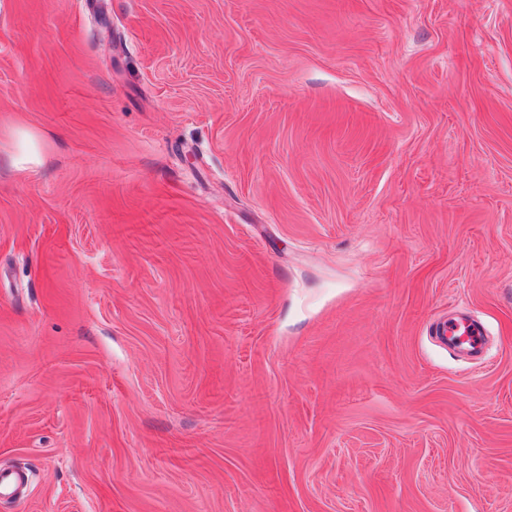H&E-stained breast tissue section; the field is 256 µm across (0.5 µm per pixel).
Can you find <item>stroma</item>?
Instances as JSON below:
<instances>
[{
  "label": "stroma",
  "instance_id": "35a3bbf8",
  "mask_svg": "<svg viewBox=\"0 0 512 512\" xmlns=\"http://www.w3.org/2000/svg\"><path fill=\"white\" fill-rule=\"evenodd\" d=\"M0 468L512 512V0H0ZM465 326L460 325L459 320H452L448 322V325L445 326V334L448 335L449 340L452 342L467 346L471 350H479L482 348L484 343L483 333L481 328L476 326L473 323L464 324ZM460 327H464L465 335L469 336L467 340H461L458 337V331Z\"/></svg>",
  "mask_w": 512,
  "mask_h": 512
}]
</instances>
